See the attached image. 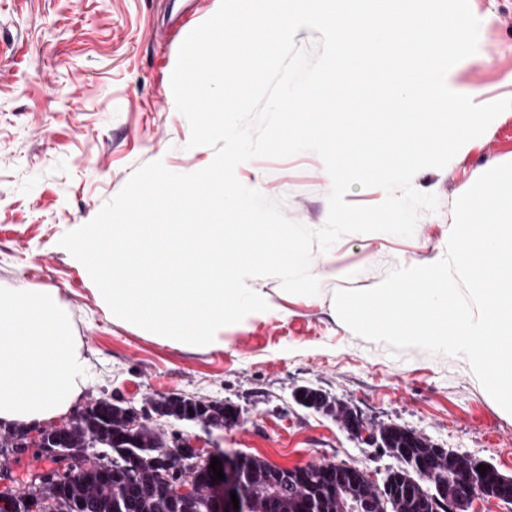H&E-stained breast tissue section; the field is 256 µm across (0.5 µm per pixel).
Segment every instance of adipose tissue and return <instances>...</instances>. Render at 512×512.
<instances>
[{"mask_svg": "<svg viewBox=\"0 0 512 512\" xmlns=\"http://www.w3.org/2000/svg\"><path fill=\"white\" fill-rule=\"evenodd\" d=\"M88 384L70 314L55 288L0 289V426L64 418Z\"/></svg>", "mask_w": 512, "mask_h": 512, "instance_id": "ef3b65f1", "label": "adipose tissue"}]
</instances>
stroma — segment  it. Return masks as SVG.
I'll return each mask as SVG.
<instances>
[{"instance_id":"obj_1","label":"stroma","mask_w":512,"mask_h":512,"mask_svg":"<svg viewBox=\"0 0 512 512\" xmlns=\"http://www.w3.org/2000/svg\"><path fill=\"white\" fill-rule=\"evenodd\" d=\"M220 0H0V288L59 289L87 360L82 398L146 407L183 394L235 407L224 428L160 420L164 431L200 446L256 456L275 465L333 462L375 482L394 458L353 436L336 418L297 403L302 388L322 391L362 418L368 432L390 424L431 445L493 464L512 475V413L455 357L418 348L393 352L355 334L333 300L341 288L370 289L394 268L423 265L446 246L456 200L489 169L512 162V109L414 187L436 195L437 212L412 236L353 233L335 254L314 253L317 295L290 294L257 277L278 312L258 315L221 351L164 345L109 317L94 283L60 238L90 221L141 165L159 160L175 173L203 169L212 148L189 147L190 126L169 89L182 43ZM480 21L477 52L446 76L450 89L483 105L512 98V0H469ZM238 179L283 201L285 215L316 229L328 215L331 179L322 159L302 152L238 166Z\"/></svg>"}]
</instances>
